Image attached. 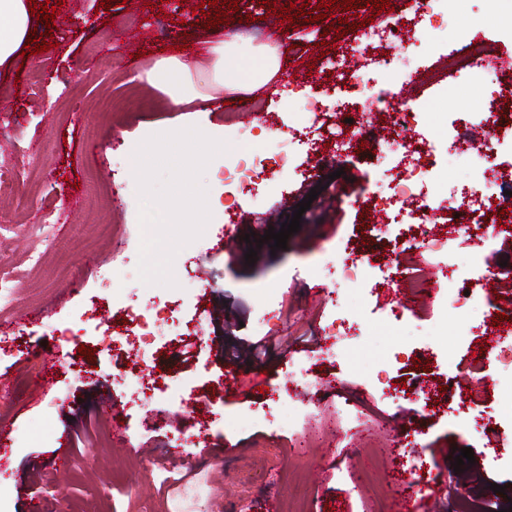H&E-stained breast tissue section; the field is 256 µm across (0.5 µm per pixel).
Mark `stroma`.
<instances>
[{"label": "stroma", "mask_w": 512, "mask_h": 512, "mask_svg": "<svg viewBox=\"0 0 512 512\" xmlns=\"http://www.w3.org/2000/svg\"><path fill=\"white\" fill-rule=\"evenodd\" d=\"M60 5L52 32L56 46L24 60L18 78L0 86V163L12 175L0 184V277L10 285L0 300V374L10 385L0 391V427L12 433L0 485V512H485L512 507V438L495 425L475 431L469 422L499 414L497 395L512 387V368L487 350L483 313L506 307L500 289L469 281L473 297L466 310L442 309L452 283L449 262L469 264L474 254L496 266L498 256L478 224L460 235L448 253L426 244H397L404 227L374 224L363 199L380 170L359 165L355 152L323 154L321 177L306 180L267 167L237 207L210 219L209 194L214 142L236 144L249 138L259 154L288 137L275 125L246 120L225 109L223 97L195 102L193 111L174 109L168 96L135 74L149 69L163 50L202 51L210 37L197 7L202 0H148L105 8L101 0H50ZM291 0H240L224 23L231 35L264 33V15ZM315 6L294 16L279 46L289 77L265 86L271 103L305 100L306 68L319 57L321 38L334 52L352 42L359 24L371 18L366 0L317 19ZM350 23L336 37L340 17ZM43 80L31 93L33 76ZM491 94L449 90L426 122L392 131L395 141L424 139L435 144L440 178L469 188L468 161L449 153L443 121L458 105L488 113ZM109 196L98 210L73 197L89 186ZM312 204L287 246L274 248L266 230L288 220L282 202ZM212 224L209 243L196 234ZM262 239L254 261H246L245 234ZM359 253L374 262H400L421 271L427 289L403 292L395 284L369 281L331 283L327 261ZM191 261L197 281L180 278ZM129 271L127 283L138 303H175L191 320L195 303L206 306L201 338L163 331L155 355L134 357L136 338L126 318L110 303L104 273ZM35 322L18 324L20 310ZM358 324L357 346L343 345L324 355L325 327L332 317ZM111 321V349L94 348L96 327ZM274 339L266 356L254 357L252 342ZM60 359L55 385L40 384L43 345ZM412 354L391 369L394 353ZM437 365L431 381L436 402L462 406L431 412L401 396L383 403L367 380L382 375L391 386L418 385L426 365ZM166 382V389L132 399L114 374ZM316 376L297 402L296 427L288 425L287 377ZM263 376L268 389L224 390L227 376ZM360 407L364 420L348 434L347 404ZM123 415L122 435L94 424L107 408ZM89 435L72 454L64 473L53 470L61 429ZM181 447L173 463L165 449ZM473 462L455 471L461 448ZM423 482L412 495L401 492L411 466ZM479 484L483 496L460 507L462 482ZM503 493H496L494 485Z\"/></svg>", "instance_id": "35a3bbf8"}]
</instances>
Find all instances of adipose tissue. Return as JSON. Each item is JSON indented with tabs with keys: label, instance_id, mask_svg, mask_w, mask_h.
<instances>
[{
	"label": "adipose tissue",
	"instance_id": "1",
	"mask_svg": "<svg viewBox=\"0 0 512 512\" xmlns=\"http://www.w3.org/2000/svg\"><path fill=\"white\" fill-rule=\"evenodd\" d=\"M34 14L27 0H0V72L10 73L33 29ZM209 59L200 64L195 54L169 55L155 61L146 82L164 91L174 105L212 100L215 92L249 93L279 74L276 47L237 38L227 40L212 27Z\"/></svg>",
	"mask_w": 512,
	"mask_h": 512
}]
</instances>
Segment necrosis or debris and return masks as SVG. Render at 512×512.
<instances>
[{
  "label": "necrosis or debris",
  "instance_id": "necrosis-or-debris-1",
  "mask_svg": "<svg viewBox=\"0 0 512 512\" xmlns=\"http://www.w3.org/2000/svg\"><path fill=\"white\" fill-rule=\"evenodd\" d=\"M462 0H414V24L408 25L398 18H390L385 24L373 29L367 36V44L344 45L338 59L331 61L333 70L331 89L310 91L305 102L288 101L285 111L306 110L312 119H319L328 110H335L338 120L359 121L364 98H372L381 115L394 128L407 127L410 119L426 116L436 96L447 93L449 81L465 84L478 91L484 87L488 75L496 77L498 98L512 100V73L504 65L498 51L501 40L512 42V26L499 30L498 40L482 39L481 33L488 22L497 14V0H484L482 13L461 16ZM451 15L457 17L449 39L447 51L438 57L423 73L430 89L429 97L420 96L406 100L401 96L399 84L409 65L406 58L394 53L396 45H433L435 17ZM355 62L356 68L345 71L344 59ZM487 139L482 147H473L460 138L456 116L448 118V146L455 155L468 157L474 167L476 184L464 195L452 192L441 193L440 205L451 211L456 231H468L471 224L479 222L492 226V237L500 241L499 271H482L479 262L466 267H451V279L471 280L473 275L483 274L486 287H493L498 275H512V250L507 243L512 240V163H504V156H512V113L501 112L493 125L486 129ZM405 148L413 156V163L407 169L388 172L382 183L391 199L410 201L415 211L428 207L425 188L432 177L430 160L436 147L432 142L406 143ZM264 171L261 161L247 143L238 144L226 159L211 169L213 192L209 198L211 213H222L228 194L243 191ZM124 277L117 274L112 278V299L121 312L125 313L134 326L140 327L144 336L139 349L148 351L152 343L156 323H169L162 306L139 307L131 304L124 291Z\"/></svg>",
  "mask_w": 512,
  "mask_h": 512
}]
</instances>
